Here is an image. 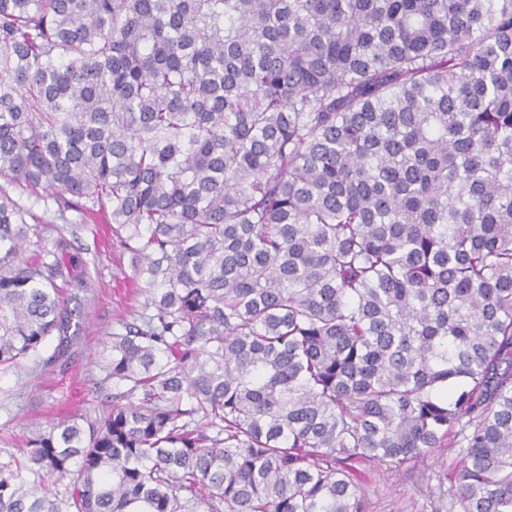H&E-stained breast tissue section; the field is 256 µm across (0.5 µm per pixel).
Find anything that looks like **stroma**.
Returning <instances> with one entry per match:
<instances>
[{"label":"stroma","instance_id":"35a3bbf8","mask_svg":"<svg viewBox=\"0 0 512 512\" xmlns=\"http://www.w3.org/2000/svg\"><path fill=\"white\" fill-rule=\"evenodd\" d=\"M0 187L29 212L28 254L52 250L68 238L91 274L90 287L64 291L79 328L62 356L57 337L37 354L0 369V465L22 459L27 442L62 418L98 415L116 388L108 377V338L122 323L139 321L142 298L127 279L129 258L111 241L106 222L59 202L51 191L20 188L3 176ZM459 447L435 449L416 469L367 467L360 474L367 512H435L440 490L455 485Z\"/></svg>","mask_w":512,"mask_h":512}]
</instances>
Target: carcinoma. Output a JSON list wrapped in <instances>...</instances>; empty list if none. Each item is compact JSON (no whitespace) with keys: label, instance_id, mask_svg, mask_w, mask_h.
Returning a JSON list of instances; mask_svg holds the SVG:
<instances>
[{"label":"carcinoma","instance_id":"obj_1","mask_svg":"<svg viewBox=\"0 0 512 512\" xmlns=\"http://www.w3.org/2000/svg\"><path fill=\"white\" fill-rule=\"evenodd\" d=\"M2 173L103 211L147 314L0 512H364L451 435V507L512 512V0H0ZM26 215L1 367L87 285Z\"/></svg>","mask_w":512,"mask_h":512}]
</instances>
